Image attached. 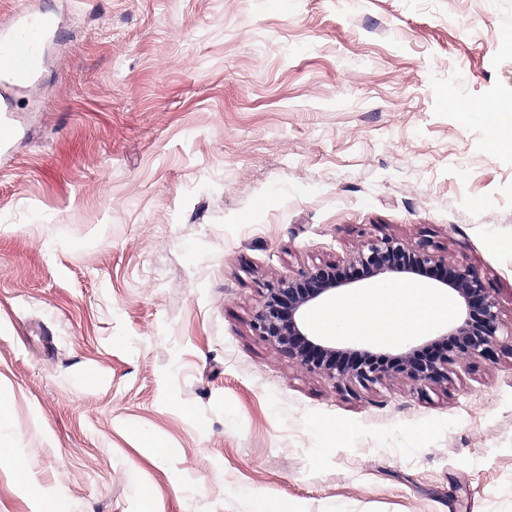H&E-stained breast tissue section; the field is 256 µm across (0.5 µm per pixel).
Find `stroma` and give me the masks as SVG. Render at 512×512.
<instances>
[{"label": "stroma", "instance_id": "1", "mask_svg": "<svg viewBox=\"0 0 512 512\" xmlns=\"http://www.w3.org/2000/svg\"><path fill=\"white\" fill-rule=\"evenodd\" d=\"M56 26L0 154V512H512V349L334 382L254 330L390 236L512 326V0H0ZM336 427L325 434V425ZM496 102H489L478 106L487 118V121L495 129V135L492 143L494 151L511 152L512 151V114L510 108H498Z\"/></svg>", "mask_w": 512, "mask_h": 512}]
</instances>
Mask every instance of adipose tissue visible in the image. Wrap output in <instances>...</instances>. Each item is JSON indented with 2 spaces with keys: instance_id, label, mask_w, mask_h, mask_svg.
<instances>
[{
  "instance_id": "adipose-tissue-1",
  "label": "adipose tissue",
  "mask_w": 512,
  "mask_h": 512,
  "mask_svg": "<svg viewBox=\"0 0 512 512\" xmlns=\"http://www.w3.org/2000/svg\"><path fill=\"white\" fill-rule=\"evenodd\" d=\"M452 314L447 298L425 288L392 284L348 294L319 312L317 321L327 331L386 341L425 332Z\"/></svg>"
}]
</instances>
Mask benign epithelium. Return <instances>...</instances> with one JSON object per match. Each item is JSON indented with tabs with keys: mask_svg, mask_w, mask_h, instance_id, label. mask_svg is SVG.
Segmentation results:
<instances>
[{
	"mask_svg": "<svg viewBox=\"0 0 512 512\" xmlns=\"http://www.w3.org/2000/svg\"><path fill=\"white\" fill-rule=\"evenodd\" d=\"M350 268L360 277L415 275L427 269L445 272L437 281L456 295L459 305L456 318L444 334L451 339L448 348L423 359L409 355L389 365L367 359L356 364L336 360V340L315 334L308 323L310 309L336 301L344 288L355 282L341 277L334 263L285 277L268 289L255 315L258 335L308 370H317L333 380L361 384L378 383L392 375L424 386L446 384L450 366L495 357L501 346L499 301L469 264L450 266L422 244L414 247L383 236L363 242L351 258Z\"/></svg>",
	"mask_w": 512,
	"mask_h": 512,
	"instance_id": "1",
	"label": "benign epithelium"
}]
</instances>
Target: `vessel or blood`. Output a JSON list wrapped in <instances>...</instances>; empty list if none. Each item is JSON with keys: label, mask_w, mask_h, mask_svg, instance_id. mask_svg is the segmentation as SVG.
I'll return each mask as SVG.
<instances>
[{"label": "vessel or blood", "mask_w": 512, "mask_h": 512, "mask_svg": "<svg viewBox=\"0 0 512 512\" xmlns=\"http://www.w3.org/2000/svg\"><path fill=\"white\" fill-rule=\"evenodd\" d=\"M49 20L28 11L17 14L12 29L0 33V89L30 85L44 64L43 46L50 31Z\"/></svg>", "instance_id": "b4317fda"}]
</instances>
